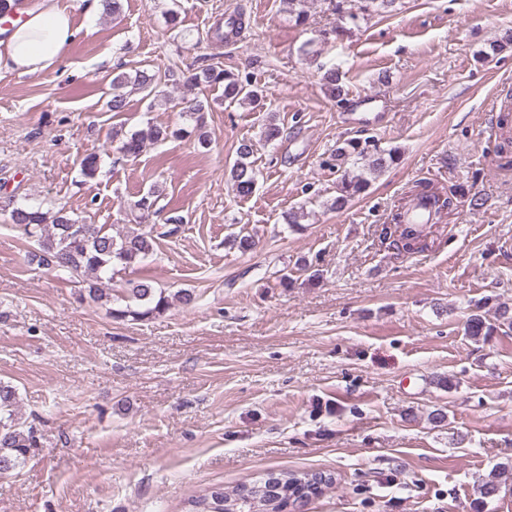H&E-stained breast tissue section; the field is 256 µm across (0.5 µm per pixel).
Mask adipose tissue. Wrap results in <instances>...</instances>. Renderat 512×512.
Segmentation results:
<instances>
[{
    "instance_id": "adipose-tissue-1",
    "label": "adipose tissue",
    "mask_w": 512,
    "mask_h": 512,
    "mask_svg": "<svg viewBox=\"0 0 512 512\" xmlns=\"http://www.w3.org/2000/svg\"><path fill=\"white\" fill-rule=\"evenodd\" d=\"M18 19L0 44V70L37 74L55 66L74 36L69 12L58 0L19 5Z\"/></svg>"
}]
</instances>
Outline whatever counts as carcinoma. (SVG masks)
I'll return each instance as SVG.
<instances>
[{"label": "carcinoma", "mask_w": 512, "mask_h": 512, "mask_svg": "<svg viewBox=\"0 0 512 512\" xmlns=\"http://www.w3.org/2000/svg\"><path fill=\"white\" fill-rule=\"evenodd\" d=\"M396 0H329L331 10L338 16L339 23L331 29V33L342 39L355 29L359 23L377 14L392 12ZM244 27L243 14L235 12L226 16L224 29H216V40L220 43L240 34ZM323 80L332 97L343 100L342 72L336 65L328 68ZM166 77L154 70H137L135 75L118 73L112 77V99L110 110L123 112L128 105L127 98L132 92L141 93L152 102H168L170 98L161 90ZM187 82L198 86L221 85L224 87V98L232 101L259 102L258 92L250 88L234 73L220 66L202 68L187 77ZM207 108L204 101L197 99L189 104L185 116L193 122L192 130L183 127L149 125L140 130L125 131L124 128H112V142L117 144L116 150L125 159L137 158L146 143L181 139L193 132L201 147L210 144L204 131L203 112ZM255 144L252 140H241L236 149V160L230 168V181L237 195L247 197L254 193L258 172L250 158L254 155ZM370 158L369 171L382 174L396 164L397 150L383 149L373 140L360 142L348 140L343 146L336 148V160L346 161L352 157ZM102 159L96 152L84 156L80 163L83 178L93 179L101 170ZM370 181L363 176H343L337 185V195L331 202V208L341 211L369 186ZM160 194L151 189L131 204L135 218L144 219L163 212L158 206ZM423 202L427 206L425 223H432L434 217L445 208L453 206L449 196H440L435 192L422 189L410 195V199L393 216L395 225H405L401 232L404 238L421 237L422 225L408 219V213L415 204ZM5 206L11 207V222L22 227L24 232L35 239L36 249L30 253V261L37 265L54 270L66 271L72 277H79L86 283L80 296L93 302L108 305V313L113 320L119 322H137L154 319L164 315L171 306V297L163 288H157L148 277L128 283V287L120 292L112 293V278L115 272L141 264L153 256L156 237L153 231L134 228L118 235L112 234V226L105 224H84L58 211L54 216L41 209L15 207L8 201ZM512 328V307L501 303L495 310V320L491 321L481 314H472L464 323V332L468 338L478 341L492 335L494 330ZM19 394L17 388L0 381V476L10 475L21 469L41 447V435L33 424H26L18 417ZM275 476L281 482L270 489L265 479L252 485L258 500V512H283L288 500L297 497H310L322 493L323 488L333 483L331 475L314 472L280 471ZM512 479V464L501 463L495 467L480 486L482 499L496 498L502 487ZM250 498V499H252ZM250 499L241 494V489L233 493L224 492V487H208L197 495L187 499L184 512H253Z\"/></svg>", "instance_id": "1"}]
</instances>
